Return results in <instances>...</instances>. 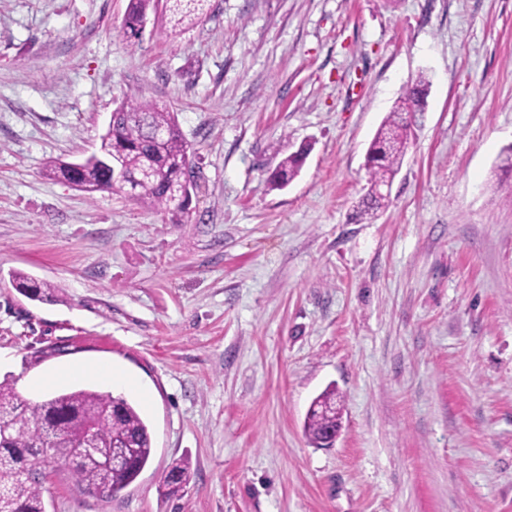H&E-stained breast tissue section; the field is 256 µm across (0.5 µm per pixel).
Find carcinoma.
<instances>
[{
  "instance_id": "carcinoma-1",
  "label": "carcinoma",
  "mask_w": 512,
  "mask_h": 512,
  "mask_svg": "<svg viewBox=\"0 0 512 512\" xmlns=\"http://www.w3.org/2000/svg\"><path fill=\"white\" fill-rule=\"evenodd\" d=\"M205 0H128L123 22L125 32L136 36L148 13L170 15L174 26L190 23L204 10ZM429 81L419 77L400 97L383 120L365 155L369 189L362 198L360 215L374 218L388 195L377 187L393 183L408 152L409 120L426 111ZM165 138L157 143L154 135ZM189 146L175 113L150 100L123 101L101 136L97 151L85 156L79 178L72 177L69 164L51 162L44 175L50 180L82 186L88 195L108 191L130 194L154 208L179 210L171 186L179 165L188 161ZM310 147L303 146L280 160L270 174L275 188H283L300 172ZM122 156L131 179L125 184L112 181L104 160ZM16 288L32 300L53 289L27 274L13 272ZM336 419L335 391L316 398L305 421L309 439L319 444L321 434ZM122 451L126 462L113 468L105 464L112 453ZM152 454L148 426L135 406L123 395L111 391L80 388L55 394L40 402H27L13 385L0 382V512H46L43 484L47 467L64 466L84 492L112 497L133 483ZM190 477V463L180 460L165 480L167 492L181 491Z\"/></svg>"
}]
</instances>
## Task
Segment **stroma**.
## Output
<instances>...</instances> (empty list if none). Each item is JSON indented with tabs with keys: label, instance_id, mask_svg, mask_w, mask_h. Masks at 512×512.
Wrapping results in <instances>:
<instances>
[{
	"label": "stroma",
	"instance_id": "1",
	"mask_svg": "<svg viewBox=\"0 0 512 512\" xmlns=\"http://www.w3.org/2000/svg\"><path fill=\"white\" fill-rule=\"evenodd\" d=\"M127 4L0 0V381L40 401L96 384L43 374L110 365L148 390L136 481L102 498L52 471L46 512H512V0H208L131 39ZM421 76L362 219L365 151ZM135 99L193 147L179 216L43 174ZM330 387L341 432L319 447L304 422ZM428 87L429 81L419 77L400 97L372 139L365 155L369 189L359 204L361 216L375 218L388 199V193L378 192L375 187L393 183L399 172L410 145L409 120L426 111ZM310 147L302 146L298 151L282 158L273 172L270 174L269 181L274 188H283L291 182L300 172L302 161L309 154ZM12 278L16 283V288L32 300H38L44 296L46 290L54 289L53 285L44 282L37 283L23 272H13Z\"/></svg>",
	"mask_w": 512,
	"mask_h": 512
}]
</instances>
